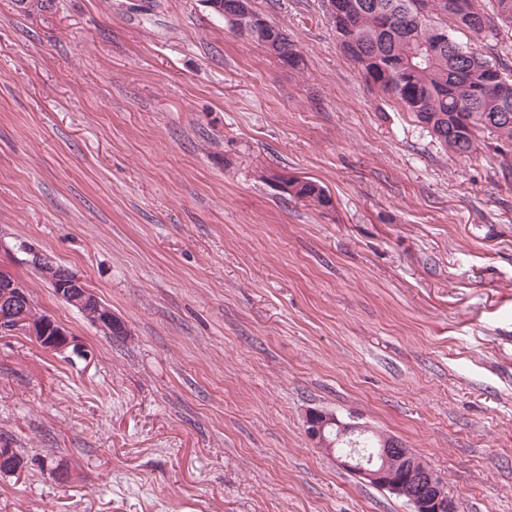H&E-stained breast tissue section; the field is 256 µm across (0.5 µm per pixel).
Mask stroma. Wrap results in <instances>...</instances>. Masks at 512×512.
Returning a JSON list of instances; mask_svg holds the SVG:
<instances>
[{"label": "stroma", "instance_id": "1", "mask_svg": "<svg viewBox=\"0 0 512 512\" xmlns=\"http://www.w3.org/2000/svg\"><path fill=\"white\" fill-rule=\"evenodd\" d=\"M252 5L301 67L205 0H0V262L74 340L0 334V512H411L313 411L402 441L461 512H512V154L448 153L322 0ZM270 27L275 31L276 37L279 41V50L277 48L278 43L274 41V37L272 36L267 40L268 48L273 55H277L278 52L280 55L276 56L283 64L291 67L298 68L303 63V59L301 54L299 53L296 45L293 41L288 38V35L276 24H273L268 20ZM303 181V178L288 175H281L277 180L279 188L283 193H288L292 187ZM288 195L297 200L309 202L314 207L325 208L331 203L329 196L324 193V188L316 181L302 184L294 193H288ZM36 264L39 272L50 278L57 294L71 304L65 301L66 303L74 308L77 307L76 309L79 312L81 310L85 315L91 317L95 325L106 331L110 336H120L112 334V331L116 330L121 335L126 334L125 327L112 315V310L109 307H102L97 295L80 276L64 268L61 269L64 271L63 273H58L57 265L44 254H39Z\"/></svg>", "mask_w": 512, "mask_h": 512}]
</instances>
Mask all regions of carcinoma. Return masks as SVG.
<instances>
[{
    "mask_svg": "<svg viewBox=\"0 0 512 512\" xmlns=\"http://www.w3.org/2000/svg\"><path fill=\"white\" fill-rule=\"evenodd\" d=\"M332 18L337 38L358 65L365 81L382 91L427 128L450 154L470 157L480 139L487 137L497 146H512V95L497 91L494 79L512 85V77L493 58L497 36L512 30V0H337ZM249 8L234 29L263 45L265 38L249 25ZM467 29L489 38L490 54L470 50L448 38V27ZM279 41L278 59L291 68L303 59L288 35L270 24ZM291 197L324 208L331 203L316 181L300 185ZM321 441L337 448L358 451L368 457L394 438L373 432H358L338 438L330 416L316 421Z\"/></svg>",
    "mask_w": 512,
    "mask_h": 512,
    "instance_id": "carcinoma-1",
    "label": "carcinoma"
}]
</instances>
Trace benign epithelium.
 I'll return each instance as SVG.
<instances>
[{
    "label": "benign epithelium",
    "instance_id": "obj_1",
    "mask_svg": "<svg viewBox=\"0 0 512 512\" xmlns=\"http://www.w3.org/2000/svg\"><path fill=\"white\" fill-rule=\"evenodd\" d=\"M39 272L50 278L57 294L93 319L95 325L112 333L125 334L123 324L112 315V310L101 305L99 298L87 283L73 271L57 272V265L41 254L36 261ZM0 283L7 290L0 292V333H20L33 339L48 351H63L72 343L65 327L51 316L36 311L26 286L9 270L0 266ZM421 468L420 489L406 493L405 468L392 464L395 458ZM340 466L359 479L396 495L408 494L412 512H459V503L453 495H444V480L440 474L420 460L409 448H382L378 460L368 463L351 455L338 457Z\"/></svg>",
    "mask_w": 512,
    "mask_h": 512
}]
</instances>
